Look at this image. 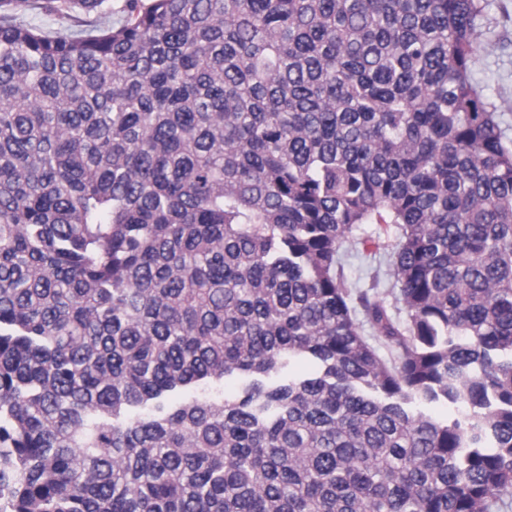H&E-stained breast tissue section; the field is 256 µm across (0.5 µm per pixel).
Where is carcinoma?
I'll list each match as a JSON object with an SVG mask.
<instances>
[{
  "instance_id": "1",
  "label": "carcinoma",
  "mask_w": 512,
  "mask_h": 512,
  "mask_svg": "<svg viewBox=\"0 0 512 512\" xmlns=\"http://www.w3.org/2000/svg\"><path fill=\"white\" fill-rule=\"evenodd\" d=\"M43 5L96 22L0 0V512L512 507L482 0ZM360 224L403 318L346 285ZM27 19L33 26L39 27L41 30L50 32L51 34L61 31L66 27L71 28L73 30L80 28L76 27L77 23H75L74 20L61 21L56 16L46 15L40 12L39 10L29 12V14L27 15Z\"/></svg>"
}]
</instances>
